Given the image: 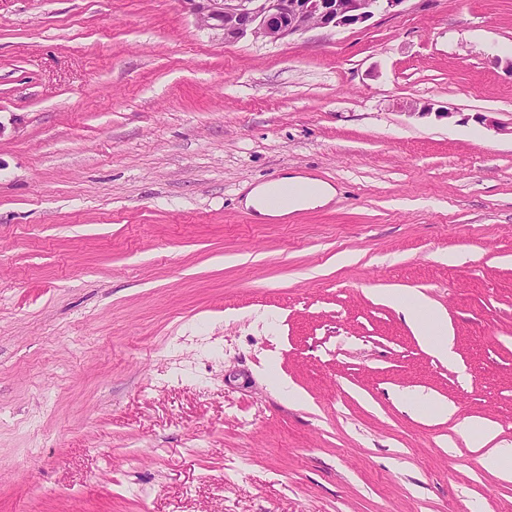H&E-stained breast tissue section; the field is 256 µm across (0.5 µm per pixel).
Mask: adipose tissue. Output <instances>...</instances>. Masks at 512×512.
<instances>
[{
  "mask_svg": "<svg viewBox=\"0 0 512 512\" xmlns=\"http://www.w3.org/2000/svg\"><path fill=\"white\" fill-rule=\"evenodd\" d=\"M290 187L291 192L282 198L279 208L292 211L309 203H318L332 195L330 186L300 177L285 176L278 184L269 183L256 186L247 196L245 204L259 215L270 216L269 198L276 186ZM389 303L403 313L407 322L417 331L421 342L444 360H454L453 338L442 320L441 312L435 310L426 297L417 291L392 294ZM468 447L481 450L484 467L512 481V446L499 441V430L491 423H478L472 420L463 424Z\"/></svg>",
  "mask_w": 512,
  "mask_h": 512,
  "instance_id": "ef3b65f1",
  "label": "adipose tissue"
}]
</instances>
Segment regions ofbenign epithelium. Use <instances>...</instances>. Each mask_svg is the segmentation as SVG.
<instances>
[{"label": "benign epithelium", "instance_id": "7a95c632", "mask_svg": "<svg viewBox=\"0 0 512 512\" xmlns=\"http://www.w3.org/2000/svg\"><path fill=\"white\" fill-rule=\"evenodd\" d=\"M196 25L221 32L227 41L244 38L275 43L312 28H349L378 14L398 12L407 0H183Z\"/></svg>", "mask_w": 512, "mask_h": 512}]
</instances>
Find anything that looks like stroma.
Returning <instances> with one entry per match:
<instances>
[{"label":"stroma","mask_w":512,"mask_h":512,"mask_svg":"<svg viewBox=\"0 0 512 512\" xmlns=\"http://www.w3.org/2000/svg\"><path fill=\"white\" fill-rule=\"evenodd\" d=\"M511 125L512 0L277 43L0 0V512H512L460 428L512 444ZM285 175L336 195L245 208ZM387 301L403 313L426 347L441 359L448 362L454 360L453 338L442 320V314L429 304L422 293L391 294L387 296Z\"/></svg>","instance_id":"stroma-1"}]
</instances>
